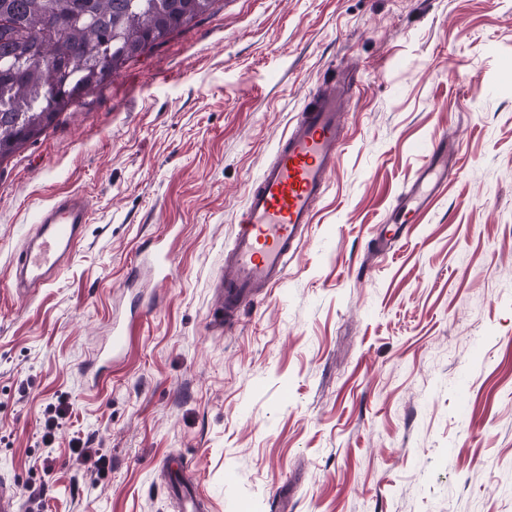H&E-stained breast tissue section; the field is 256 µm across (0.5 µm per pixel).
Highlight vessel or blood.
<instances>
[{
    "instance_id": "b4317fda",
    "label": "vessel or blood",
    "mask_w": 512,
    "mask_h": 512,
    "mask_svg": "<svg viewBox=\"0 0 512 512\" xmlns=\"http://www.w3.org/2000/svg\"><path fill=\"white\" fill-rule=\"evenodd\" d=\"M357 86L348 75L321 84L304 97L291 124L247 193L232 244L220 272L216 311L233 322L241 303L282 285L314 209L329 187L342 147V103ZM458 173L456 149L447 139L430 144L426 164L402 194L399 208L418 220ZM90 204L80 194L66 196L39 216V230L12 268L16 288H39L59 271L63 259L82 241Z\"/></svg>"
}]
</instances>
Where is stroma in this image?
Here are the masks:
<instances>
[{"mask_svg": "<svg viewBox=\"0 0 512 512\" xmlns=\"http://www.w3.org/2000/svg\"><path fill=\"white\" fill-rule=\"evenodd\" d=\"M346 67L360 89L287 278L219 326L249 186ZM444 136L456 180L379 252ZM70 193L83 241L15 288ZM159 250L167 281L137 261ZM172 459L204 512H512V0H220L0 164V478L45 483L41 512H181Z\"/></svg>", "mask_w": 512, "mask_h": 512, "instance_id": "obj_1", "label": "stroma"}]
</instances>
